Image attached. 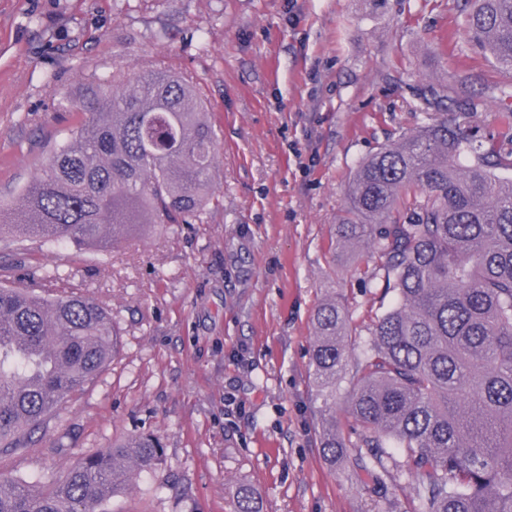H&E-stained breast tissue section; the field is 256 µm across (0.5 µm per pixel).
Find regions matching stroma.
<instances>
[{"instance_id":"1","label":"stroma","mask_w":512,"mask_h":512,"mask_svg":"<svg viewBox=\"0 0 512 512\" xmlns=\"http://www.w3.org/2000/svg\"><path fill=\"white\" fill-rule=\"evenodd\" d=\"M460 0H0V210L85 121L100 79L167 69L219 134L218 195L202 222L152 224L112 251L0 239V283L54 271L112 312L110 366L62 404L0 475L52 482L83 457L152 435L160 462L104 512H415L414 480L385 488L321 448L312 319L329 294L368 339L391 305L366 247L335 226L357 165L416 132L421 90L512 71L459 29ZM233 512H263V506L254 490L248 485L238 487Z\"/></svg>"}]
</instances>
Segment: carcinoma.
<instances>
[{
  "instance_id": "cac0c4a2",
  "label": "carcinoma",
  "mask_w": 512,
  "mask_h": 512,
  "mask_svg": "<svg viewBox=\"0 0 512 512\" xmlns=\"http://www.w3.org/2000/svg\"><path fill=\"white\" fill-rule=\"evenodd\" d=\"M461 27L512 70V0H465ZM469 77L417 95L421 112L453 100ZM512 84L492 85L451 118L429 116L416 133L379 148L345 189L336 236L381 260L395 303L375 316L360 354L341 299L313 316L311 360L324 405L354 366L355 439L323 417L331 463L384 483L389 449L416 478L417 512H512ZM78 109L87 119L54 151L48 171L23 188L0 234L90 245L104 252L141 224L201 220L214 195L218 134L192 86L156 69L103 80ZM497 112L498 143L470 133ZM64 278L40 289L0 285V448L20 454L57 407L112 361L118 332L109 309ZM152 436L88 456L48 484L0 477V512H100L135 473L160 461ZM233 512H263L248 485Z\"/></svg>"
}]
</instances>
